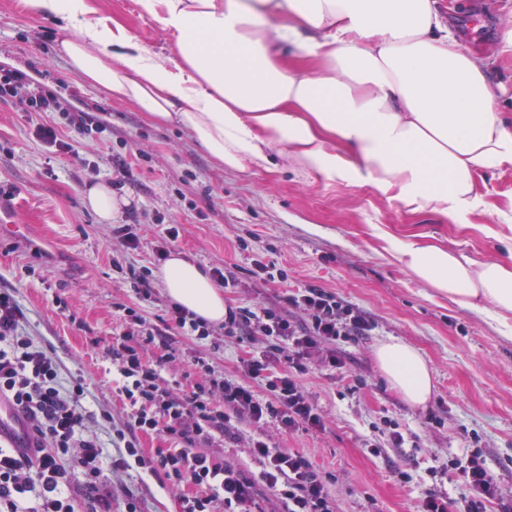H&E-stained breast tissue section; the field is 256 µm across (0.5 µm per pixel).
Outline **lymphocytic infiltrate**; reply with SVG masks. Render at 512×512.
Instances as JSON below:
<instances>
[{"instance_id": "lymphocytic-infiltrate-1", "label": "lymphocytic infiltrate", "mask_w": 512, "mask_h": 512, "mask_svg": "<svg viewBox=\"0 0 512 512\" xmlns=\"http://www.w3.org/2000/svg\"><path fill=\"white\" fill-rule=\"evenodd\" d=\"M0 99L19 100L37 119V138L56 153L71 154L75 148L60 127L40 121L41 113H62L64 126L82 136L106 130L97 108L64 106L52 89L22 69L0 77ZM287 302L304 314L303 322L265 307L229 306L217 328L173 303L164 328L144 324L138 332L120 333L112 341V363L131 412L113 429L106 447L88 432L91 414L82 404V383L63 385L58 359L24 335L25 312L13 292L1 288L0 400L25 422L34 445L23 451L0 445V512H74L69 489L77 468L92 479L94 512H112L110 497L98 493L107 468L150 473L174 491L185 483L197 486V495L181 494L180 512H215L218 502L224 512H251L263 492L272 512H334L328 478L303 455L271 446L260 432L246 446L261 464L250 476L196 450L214 436L234 437L241 422L260 429L274 421L288 432L325 430L326 419L301 378L314 366L345 376L342 343L369 335L375 323L359 307L320 288L299 289ZM217 330L229 337L264 338L261 350L242 362L244 380L216 377L208 359L198 356L192 362L198 381L187 388L166 384L158 365L140 353L149 345L169 348L176 332L206 338ZM149 431L162 432L172 448L145 454L138 436ZM456 470L470 490L461 512H488L501 501L482 454H470Z\"/></svg>"}]
</instances>
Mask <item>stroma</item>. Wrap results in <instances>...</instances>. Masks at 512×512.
I'll return each mask as SVG.
<instances>
[{
	"instance_id": "stroma-1",
	"label": "stroma",
	"mask_w": 512,
	"mask_h": 512,
	"mask_svg": "<svg viewBox=\"0 0 512 512\" xmlns=\"http://www.w3.org/2000/svg\"><path fill=\"white\" fill-rule=\"evenodd\" d=\"M444 22L462 34L468 17L485 23L461 44L483 57L490 70L494 109L512 116V52L498 37L512 26V0H439ZM98 17L113 18L166 57L173 38L139 13L135 0H91ZM63 20L37 14L24 0H0V71L35 64L45 82L74 106H95L108 140L65 133L76 155L51 153L38 140L17 101H0V188L11 191L0 217L26 225L19 237H0V289H14L25 309L24 332L51 351L64 380L81 379L88 407L110 414L89 432L112 437V424L128 408L108 348L123 307L161 325L170 303L161 281L143 301L129 267L160 271L153 251L167 227L179 230L171 251L210 269L219 267L237 285L224 303L288 311L287 297L301 288H324L359 306L376 324L369 336L344 343L351 372L340 380L319 367L302 383L327 419L323 432L292 433L267 424L270 444L307 456L330 476L337 512H416L427 494L463 503L469 489L446 472L449 458L472 444L505 500H512V336L487 315L463 310L421 286L384 251V239L424 240L462 250L476 260L512 258V169L480 173L482 206L460 223L436 214H411L366 184H330L294 168L272 173L227 170L199 149L179 127L151 124L136 104L113 100L72 73L58 52ZM128 175H117L115 159ZM111 185L119 202L111 222L83 203L88 186ZM128 224L141 239L137 251L120 247L113 227ZM274 279L252 277L255 261ZM397 339L416 347L430 369L433 390L413 406L390 387L375 349ZM179 358L166 364V379H183L189 356L209 357L216 374L243 379L241 360L260 348L247 336L176 339ZM437 423H430L429 415ZM398 423L402 447H383L377 427ZM380 452H373V445ZM411 476L402 483L399 472ZM112 508L122 512L134 497L142 512H180L178 495L147 473L116 471Z\"/></svg>"
}]
</instances>
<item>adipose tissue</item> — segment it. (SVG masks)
<instances>
[{"label":"adipose tissue","instance_id":"1","mask_svg":"<svg viewBox=\"0 0 512 512\" xmlns=\"http://www.w3.org/2000/svg\"><path fill=\"white\" fill-rule=\"evenodd\" d=\"M26 4L63 20L59 50L75 74L185 129L224 168L272 172L281 160L456 220L481 203L480 171L512 167L488 66L460 46L438 0H136L173 37L174 61L88 0ZM387 249L459 307L502 325L512 315V263L420 241ZM161 278L173 302L223 322L224 297L198 265L171 254ZM375 357L407 403L427 402L418 349L391 339Z\"/></svg>","mask_w":512,"mask_h":512}]
</instances>
